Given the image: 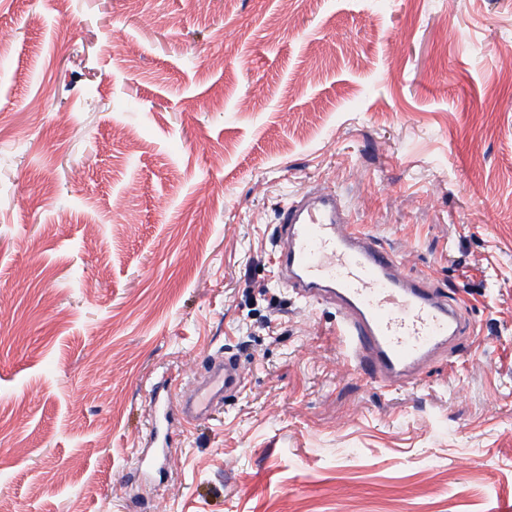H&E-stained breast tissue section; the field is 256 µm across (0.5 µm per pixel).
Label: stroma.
Instances as JSON below:
<instances>
[{
  "label": "stroma",
  "instance_id": "obj_1",
  "mask_svg": "<svg viewBox=\"0 0 512 512\" xmlns=\"http://www.w3.org/2000/svg\"><path fill=\"white\" fill-rule=\"evenodd\" d=\"M329 188L475 333L389 392L273 278ZM12 512L512 506V0H0ZM246 387L134 467L149 383Z\"/></svg>",
  "mask_w": 512,
  "mask_h": 512
}]
</instances>
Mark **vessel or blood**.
<instances>
[{"label": "vessel or blood", "instance_id": "obj_1", "mask_svg": "<svg viewBox=\"0 0 512 512\" xmlns=\"http://www.w3.org/2000/svg\"><path fill=\"white\" fill-rule=\"evenodd\" d=\"M276 254L280 284L311 302L325 293L336 300V334L345 356L382 386L410 381L451 337L467 330L454 304L351 223L347 204L334 190L317 188L291 199L282 213ZM242 385L231 358L213 359L178 391L152 384L154 425L147 438H156L157 425L176 410L189 424L205 419L225 394Z\"/></svg>", "mask_w": 512, "mask_h": 512}]
</instances>
